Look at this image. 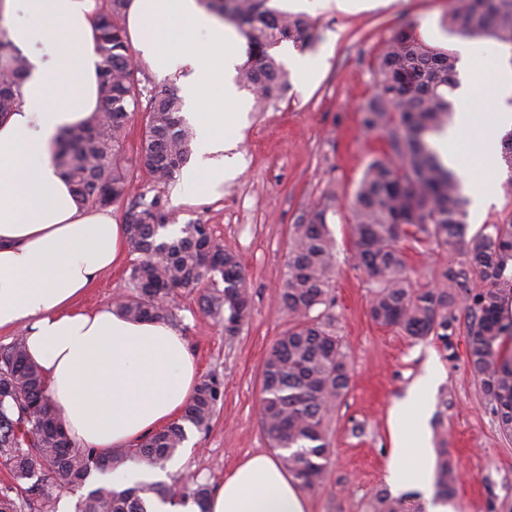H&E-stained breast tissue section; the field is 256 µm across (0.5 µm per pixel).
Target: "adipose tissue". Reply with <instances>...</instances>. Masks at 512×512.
Here are the masks:
<instances>
[{"instance_id":"obj_1","label":"adipose tissue","mask_w":512,"mask_h":512,"mask_svg":"<svg viewBox=\"0 0 512 512\" xmlns=\"http://www.w3.org/2000/svg\"><path fill=\"white\" fill-rule=\"evenodd\" d=\"M96 16V0H0V38L30 64L15 111L0 122V331L22 329L28 356L61 408L69 437L105 456L174 419L193 396L199 371L185 337L166 322H134L111 307L76 306L126 248L124 225L114 223L110 212L79 205L53 158L56 136L101 107ZM127 29L158 78L178 76L189 109H196L203 89L224 82L198 120L201 164L181 174V195L198 194L201 172L223 169L224 152L232 146L224 136V110L239 98L233 77L240 57L235 51L200 56L182 46L196 32L219 45L240 37L199 0H131ZM486 102L492 111L476 122ZM464 127L477 128L482 155L497 157L504 134L512 131V81L486 101L468 98L446 133L432 140L442 160L468 181L472 174L461 167L454 147ZM431 387V378L419 379L391 410L389 480L400 490L419 491L425 512H454L433 497L425 438L404 425ZM207 512L310 508L279 460L257 454L213 490Z\"/></svg>"}]
</instances>
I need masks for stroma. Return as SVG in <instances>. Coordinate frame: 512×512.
Listing matches in <instances>:
<instances>
[{"label":"stroma","mask_w":512,"mask_h":512,"mask_svg":"<svg viewBox=\"0 0 512 512\" xmlns=\"http://www.w3.org/2000/svg\"><path fill=\"white\" fill-rule=\"evenodd\" d=\"M271 4L306 15L315 24L320 38L303 54L320 67L312 83H304L295 66V44L276 48L290 87L282 99L264 106L246 90L234 105L229 132L237 141L234 177L205 172V181L217 183L216 191L177 199L176 184L156 185L136 166L143 113H135L126 129L125 163L137 191L161 195L171 223L210 225L215 238L238 255L251 297V316L231 338L222 322L201 309V289L177 290L169 300L172 325L186 338L201 378L217 376L224 394L209 430H189L187 441L166 463L165 478L192 476L214 487L248 456L270 452L259 415L262 365L289 325L279 293L290 233L301 213L329 191L333 199L327 226L336 249L332 312L352 378L345 400L330 418L332 454L323 483L307 493L311 512H369L373 496L389 486L390 412L429 373L436 382L422 414H410L409 422L423 424L430 448L450 449L460 475L452 498L457 512H512V437L500 431L469 369L464 327H457L446 346L376 324L369 316L373 283L352 258L351 201L367 164L386 148L379 133L364 129L359 110L374 91L380 45L392 31L410 25L429 45L458 50L462 37L445 25L448 0H376L367 7L342 8L336 0ZM469 44L470 61L458 66L462 89L494 86L502 77L497 63L504 45ZM472 138L468 130L458 135L462 159L479 169L475 189L494 199L481 218L468 219L473 234L512 215V178L499 161L478 159ZM403 247L413 286H439L447 252L410 241ZM133 261L131 253H124L87 288L78 307L108 306L129 293Z\"/></svg>","instance_id":"1"}]
</instances>
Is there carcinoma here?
<instances>
[{"label": "carcinoma", "instance_id": "1", "mask_svg": "<svg viewBox=\"0 0 512 512\" xmlns=\"http://www.w3.org/2000/svg\"><path fill=\"white\" fill-rule=\"evenodd\" d=\"M206 9L239 27L247 59L242 86L262 101L281 98L288 77L274 49L284 41L311 46L315 25L304 15L269 6V0H202ZM129 0H108L99 13L95 51L102 60V110L57 138L54 160L81 205L126 203L127 246L136 256L129 273L131 293L114 308L133 320L171 317L157 297L205 281L204 310L233 337L250 318L243 267L234 251L217 241L210 225L190 222L168 231L162 198L131 196L132 175L122 164L124 138L132 116L145 112L137 165L155 183L168 185L190 156L192 131L181 116L175 88L141 84L131 66L128 37L120 24ZM448 29L471 39L512 45V0H448ZM28 75V61L0 39V120L14 111ZM375 90L361 107L366 131L380 133L386 150L364 171L352 199L353 259L376 279L369 302L371 319L414 338L430 336L448 344L465 313L468 366L500 429L512 434V319L501 313L512 295V217L467 236L468 198L456 174L443 165L428 137L442 130L455 108L457 58L447 49L401 28L383 40L374 71ZM331 195L292 225L287 273L280 304L290 327L273 344L262 370V428L280 460L304 489L324 479L330 444L327 423L351 384V367L334 328L330 294L334 248L327 228ZM426 241L458 254L441 273V286L414 288L406 275V238ZM223 384L203 380L180 418L104 459L92 448L72 444L61 410L46 397L41 375L27 357L23 339L0 346V463L12 478L0 488V512H56L60 494L82 489L94 472L130 458L161 466L185 439V424L209 428ZM439 494L449 498L458 472L448 449L437 450ZM210 493L194 480L142 483L117 490L99 485L78 496L74 512H148L151 494L172 505L191 499L200 512ZM375 512H405L400 499L375 496Z\"/></svg>", "mask_w": 512, "mask_h": 512}]
</instances>
